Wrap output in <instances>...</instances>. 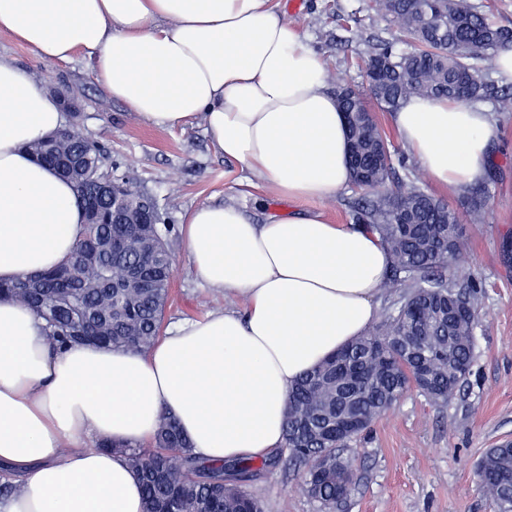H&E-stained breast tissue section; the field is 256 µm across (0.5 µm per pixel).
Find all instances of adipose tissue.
Masks as SVG:
<instances>
[{"instance_id":"adipose-tissue-1","label":"adipose tissue","mask_w":512,"mask_h":512,"mask_svg":"<svg viewBox=\"0 0 512 512\" xmlns=\"http://www.w3.org/2000/svg\"><path fill=\"white\" fill-rule=\"evenodd\" d=\"M0 33L48 63L87 53L112 98L161 128L201 120L219 154L293 205L262 224L233 204L187 215L195 276L239 306L175 325L146 355L53 351L33 312L0 298V463L22 483L0 512H145L120 448L165 413L209 459L265 458L295 382L366 333L393 264L377 234L321 209L352 182L321 58L271 0H0ZM393 123L432 183L460 193L486 178L492 112L412 97ZM63 124L0 57V282L65 263L84 231L70 183L28 150Z\"/></svg>"}]
</instances>
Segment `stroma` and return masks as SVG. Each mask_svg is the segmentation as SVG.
Masks as SVG:
<instances>
[{
	"instance_id": "35a3bbf8",
	"label": "stroma",
	"mask_w": 512,
	"mask_h": 512,
	"mask_svg": "<svg viewBox=\"0 0 512 512\" xmlns=\"http://www.w3.org/2000/svg\"><path fill=\"white\" fill-rule=\"evenodd\" d=\"M279 13L297 24L311 50L325 65L330 84L363 87L361 59L369 43H399L401 34L377 13L371 0H276ZM0 57L30 75L42 89L75 96L85 134L104 148L105 166L153 194L164 223L179 227L183 217L203 203L233 201L256 222L286 212L289 203L272 196L239 166L224 161L201 121L168 129L143 121L112 99L93 74L84 53L68 62L47 63L26 46L0 34ZM499 142L484 180L490 191L482 224H464V251L451 267L457 280L476 277L482 284L472 373L460 393L445 403L408 391L373 425L350 443L355 485L334 512H491L477 487L478 461L487 448L512 441V112L498 113ZM376 121L403 165L402 186L418 185L458 211L467 194H451L432 184L420 163L398 138L392 115ZM171 295L164 324L172 326L232 306V298L200 284L185 245L174 251ZM304 472L280 467L252 481L250 491L264 512H320L303 489Z\"/></svg>"
}]
</instances>
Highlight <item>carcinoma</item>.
I'll return each instance as SVG.
<instances>
[{
  "mask_svg": "<svg viewBox=\"0 0 512 512\" xmlns=\"http://www.w3.org/2000/svg\"><path fill=\"white\" fill-rule=\"evenodd\" d=\"M377 12L396 24L410 50L395 53L370 46L366 63H383L380 81L367 92L338 86L339 106L355 115L351 127L353 184L371 187L377 199L357 208L354 223L377 233L393 255L386 282L405 289L395 309L372 331L307 373L293 388L284 444L262 460L216 462L194 451L168 417H162L151 442L127 445L122 452L143 485L146 512H263L247 489L260 470L283 460L305 469V489L324 509L350 493L354 473L342 450L353 436L328 439L311 428L318 415L336 414V384L352 365L369 364L366 394L353 395L349 408L360 412L368 430L411 388L431 400L446 402L467 380L463 367L473 361L475 315L481 291L472 279L459 283L447 275L448 258L463 251L460 224H482L488 189H472L465 213L413 185L388 189L392 152L376 127L371 108L395 112L410 97L448 99L464 104L491 94L487 75L496 69L498 50L512 43V30L494 26L473 0H374ZM40 162L59 170L70 182L83 210L103 171L101 146L88 139L80 124L60 130L51 142L30 145ZM172 227L156 215L153 224L86 223L72 261L61 269L36 273L5 285L9 296L43 321L49 344L64 350L80 336L115 347L148 352L160 338L171 283ZM331 472L317 479L322 457ZM479 473L494 512L507 499L503 486L512 479V444L487 450Z\"/></svg>",
  "mask_w": 512,
  "mask_h": 512,
  "instance_id": "carcinoma-1",
  "label": "carcinoma"
}]
</instances>
